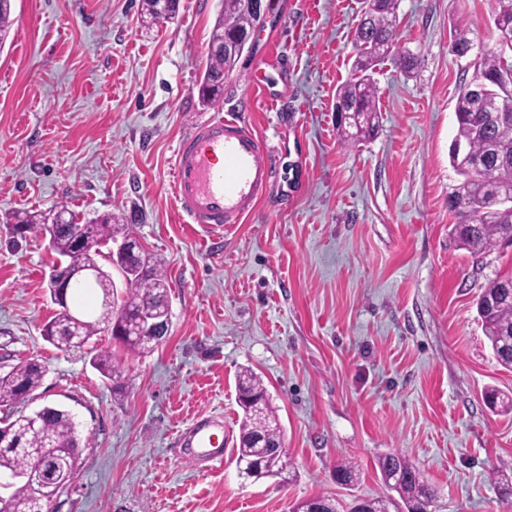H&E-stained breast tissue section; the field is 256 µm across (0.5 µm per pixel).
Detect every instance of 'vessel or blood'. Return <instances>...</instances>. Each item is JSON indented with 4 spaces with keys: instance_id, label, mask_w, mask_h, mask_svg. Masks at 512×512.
Instances as JSON below:
<instances>
[{
    "instance_id": "1",
    "label": "vessel or blood",
    "mask_w": 512,
    "mask_h": 512,
    "mask_svg": "<svg viewBox=\"0 0 512 512\" xmlns=\"http://www.w3.org/2000/svg\"><path fill=\"white\" fill-rule=\"evenodd\" d=\"M276 176L264 140L239 114L206 121L179 139L172 190L180 212L207 230L246 222ZM181 453L223 463L224 434L207 418L196 420L175 441Z\"/></svg>"
}]
</instances>
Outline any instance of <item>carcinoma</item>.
I'll return each mask as SVG.
<instances>
[{
    "instance_id": "carcinoma-1",
    "label": "carcinoma",
    "mask_w": 512,
    "mask_h": 512,
    "mask_svg": "<svg viewBox=\"0 0 512 512\" xmlns=\"http://www.w3.org/2000/svg\"><path fill=\"white\" fill-rule=\"evenodd\" d=\"M366 8L356 32L358 60L353 76L336 90V122L341 124L342 112L355 114L351 139L358 142L374 134L377 129V105L373 83L367 71L391 52L396 31L397 0H365ZM11 0H0V45L6 41L12 19ZM257 18L246 7L244 0H224V8L217 17L213 30L224 28L229 33L245 34ZM239 56L210 53V65L202 87L219 93L224 87V75L233 71ZM483 77L479 91L470 84L460 87L455 109L457 132L452 141L450 163L462 177L448 195L468 211L456 212L457 221L452 234L471 254L485 253L500 241L512 242V210L498 206L502 195L512 194V62L504 53L484 55L480 63ZM14 226L28 230L44 224L42 211H17L9 216ZM94 236L81 249L72 244L70 225H59L52 251L72 262L104 261L102 244L116 238L133 237L129 224L115 223L110 212L90 219ZM138 264L144 269L136 287L128 291L122 306L136 312L145 306L157 307L169 303V282L149 253L141 251ZM512 275L497 276L490 280L478 297L477 305L484 306L482 318L487 339L497 361L512 369V352H501L498 339L512 333V288L506 287ZM106 319L103 313L95 317L84 315L73 321L71 315L60 311L51 320L55 336L53 345L60 350L83 347L100 330ZM122 346L136 353H148L154 343L143 336H126ZM92 364L111 381L120 377L112 364V354L100 351L92 357ZM44 367L37 361H28L0 375V406L12 407L24 401L41 384ZM238 405L243 411L241 435L258 436L257 445L244 441L239 444L237 457L255 464L254 478L275 477L286 468V448L280 423L266 402L263 382L245 369L237 378ZM7 426L17 431L16 443L0 451V462L32 473L33 480L18 485L9 500L8 510L0 512H49L54 494L43 486L34 463L46 459L63 478L76 476L79 456L68 452L83 446L80 435L74 431L66 414L48 411L37 426H30L20 414L8 418ZM383 481L399 494L401 502H391L398 512H430L436 492L420 478L419 473L400 453L387 454L378 459ZM336 481L350 485L357 479L355 466L343 462L335 467Z\"/></svg>"
}]
</instances>
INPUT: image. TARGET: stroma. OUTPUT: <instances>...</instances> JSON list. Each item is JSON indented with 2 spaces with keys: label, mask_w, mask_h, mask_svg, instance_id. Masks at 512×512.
Here are the masks:
<instances>
[{
  "label": "stroma",
  "mask_w": 512,
  "mask_h": 512,
  "mask_svg": "<svg viewBox=\"0 0 512 512\" xmlns=\"http://www.w3.org/2000/svg\"><path fill=\"white\" fill-rule=\"evenodd\" d=\"M267 23L200 103L221 0H179L148 25L141 0H12L0 45V374L44 368L29 413L77 415L85 447L53 512H288L327 498L388 496L377 460L402 453L435 487L432 512H512L494 472L512 467V369L494 356L476 302L512 274V246L472 256L451 235L449 160L461 82L498 50L499 0H398L392 57L375 69L379 126L350 145L336 130V88L351 76L362 0H266ZM473 44L451 50L456 28ZM410 53L411 74L394 57ZM267 98L249 103L252 80ZM241 112L279 172L247 222L210 238L171 193L179 138ZM67 206L130 224L170 284L171 327L135 354L110 333L60 350L43 336L58 311L53 253L38 232L12 234L16 210ZM121 376L104 378L93 351ZM262 380L282 428L283 476L239 474L236 376ZM224 422L223 464L174 446L197 418ZM360 472L337 483V462Z\"/></svg>",
  "instance_id": "35a3bbf8"
}]
</instances>
